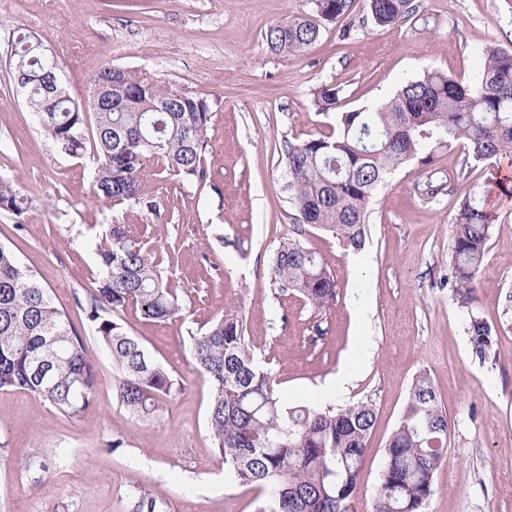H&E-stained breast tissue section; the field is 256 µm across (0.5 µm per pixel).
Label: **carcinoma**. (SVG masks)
<instances>
[{
	"mask_svg": "<svg viewBox=\"0 0 512 512\" xmlns=\"http://www.w3.org/2000/svg\"><path fill=\"white\" fill-rule=\"evenodd\" d=\"M370 21L393 26L414 17L416 0H367ZM309 17H286L264 34L276 56L304 54L325 25L347 21L353 30L355 0H313ZM15 36L13 77L46 139L71 155L88 150L95 197L110 207L153 213L147 183L174 176L189 189L204 180L210 108L207 100L151 73L106 61L88 79L112 81V103L65 93L59 100L42 85L58 61L39 40ZM340 90L321 86L313 99L320 114L337 113V127L288 144L283 165L293 223L329 231L353 251L363 248L371 202L392 171L409 161L431 166L437 154L463 142L475 162L512 157V49H482L473 79L462 84L438 71L411 79L387 101L340 112ZM38 199L0 178V210L20 216ZM497 215L484 191L463 202L454 218L450 259L454 294L468 301L484 266ZM99 285L86 309L98 342L118 373L117 397L136 420L156 416L174 380L124 327L103 313L131 308L164 322L183 310L182 287L163 274L162 260L129 231L114 224L95 249ZM274 281L317 309L336 297V277L322 256L298 240L283 242L272 264ZM473 353L491 358L492 327L471 316ZM196 369L212 388L208 424L224 470L236 480L270 491L273 512H348L361 476L362 458L375 424L374 407L358 402L335 409L283 406L270 373L254 359L243 325L234 316L191 335ZM95 364L65 313L8 246L0 245V390L28 392L76 419L89 407ZM450 424L430 378L418 375L399 424L385 448V466L373 512H422L433 492Z\"/></svg>",
	"mask_w": 512,
	"mask_h": 512,
	"instance_id": "obj_1",
	"label": "carcinoma"
}]
</instances>
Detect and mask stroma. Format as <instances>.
Listing matches in <instances>:
<instances>
[{
    "instance_id": "1",
    "label": "stroma",
    "mask_w": 512,
    "mask_h": 512,
    "mask_svg": "<svg viewBox=\"0 0 512 512\" xmlns=\"http://www.w3.org/2000/svg\"><path fill=\"white\" fill-rule=\"evenodd\" d=\"M311 12V0H0V177L40 200L19 217L0 211V243L49 289L98 374L95 399L77 419L32 394L0 391V512H143L148 500L154 512H271L266 491L225 473L207 423L212 389L188 347L189 333L225 314L240 318L285 404H373L349 512H371L384 448L422 372L451 424L422 512H512V197L489 202L498 220L473 299L462 302L448 284L453 219L474 190L490 188L500 163H465L460 146L438 155L434 180L445 189L432 199L417 189L425 171L401 165L372 204L358 252L293 223L281 163L288 143L334 125L311 106L321 85L339 87L342 110L352 111L428 70L469 82L484 47L512 46V0H421L405 23L366 22L346 39L330 23L304 55L268 52L270 24ZM18 28L57 54L75 96L106 61L204 96L211 121L201 185L185 194L175 180L153 182L151 214L98 201L88 156L58 152L19 92ZM117 221L157 255L177 247L166 272L187 292L168 321L130 309L116 316L175 381L159 416L145 421L119 403L117 373L85 313L97 287V238ZM291 238L322 254L336 277L325 309L272 278V257ZM473 314L496 328L495 360L472 353ZM357 346L363 364L351 386L326 391ZM214 482L223 496L210 495Z\"/></svg>"
}]
</instances>
